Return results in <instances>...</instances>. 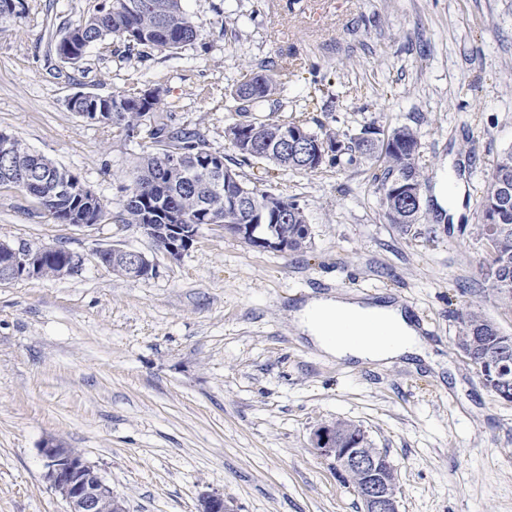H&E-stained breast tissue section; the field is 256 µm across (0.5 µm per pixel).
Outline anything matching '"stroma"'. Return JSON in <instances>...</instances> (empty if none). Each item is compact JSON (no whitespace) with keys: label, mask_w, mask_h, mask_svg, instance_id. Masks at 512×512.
<instances>
[{"label":"stroma","mask_w":512,"mask_h":512,"mask_svg":"<svg viewBox=\"0 0 512 512\" xmlns=\"http://www.w3.org/2000/svg\"><path fill=\"white\" fill-rule=\"evenodd\" d=\"M100 2L25 0L24 17L0 25V132L77 174L109 214L57 224L0 186V242L85 258L72 276L0 285V512H68L45 479L50 439L78 449L128 512H197L209 492L233 512H361L311 448L313 430L337 420L387 453L400 512H512V403L454 344L461 309L480 306L512 334V307L482 287L484 246L449 234L433 194L453 167L461 221L478 223L484 180L512 147V0H182L201 38L180 56L108 39L62 62L53 24ZM263 67L282 76L258 118L416 129L422 223L407 235L386 223L377 166L296 172L243 158L225 135L238 119L230 91ZM136 86L160 88L164 111L242 181L294 199L311 248L259 250L205 224L172 260L115 223L151 142L85 122L66 101ZM101 248L142 252L157 271L116 276ZM320 295L402 302L433 361L322 357L292 325Z\"/></svg>","instance_id":"35a3bbf8"}]
</instances>
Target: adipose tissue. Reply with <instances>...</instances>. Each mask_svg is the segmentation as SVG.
<instances>
[{"label":"adipose tissue","instance_id":"obj_1","mask_svg":"<svg viewBox=\"0 0 512 512\" xmlns=\"http://www.w3.org/2000/svg\"><path fill=\"white\" fill-rule=\"evenodd\" d=\"M300 334L324 357L380 366L405 356L425 357L428 346L401 303L321 295L293 312Z\"/></svg>","mask_w":512,"mask_h":512}]
</instances>
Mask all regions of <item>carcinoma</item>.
Returning a JSON list of instances; mask_svg holds the SVG:
<instances>
[{"label":"carcinoma","instance_id":"obj_1","mask_svg":"<svg viewBox=\"0 0 512 512\" xmlns=\"http://www.w3.org/2000/svg\"><path fill=\"white\" fill-rule=\"evenodd\" d=\"M23 0H0V23L23 16ZM55 44L57 56L66 63L80 62L88 48L109 37L132 48L161 49L177 56L196 43L199 31L184 12L181 0H104L97 10L84 17L69 19L60 28ZM278 82L269 69L251 71L233 91L239 102L242 120L229 125L225 135L245 158L265 159L277 167L295 171H313L325 161L339 165L381 164L376 177L380 204L387 223L402 235L411 233L421 223L423 207L408 202L395 193L401 183H423L416 162L419 140L416 131L401 125L384 132L368 125L358 131H315L302 124L281 123L251 116V110L270 99ZM162 104L158 88H135L112 95H101L92 101H80L72 112L97 110L109 115L102 125L132 132L146 129L155 150L142 156L127 187L121 210L114 216L119 224H160L164 214L173 210L183 217L182 223L195 226L219 216L224 230L233 234L240 224H252L254 211L263 212V223L275 224L288 240V251L305 252L312 245L310 225L303 209L294 200L267 190L250 187L236 173L224 182L223 189H211L209 181L199 174L193 186H184L186 175L208 165L224 163V155L213 152L201 135L187 127L175 126L168 117L156 116ZM301 135V144L286 145L283 131ZM30 174L29 180H7L10 186L35 199L57 224H73L74 213L82 206L76 198L51 193L43 169L46 157L40 156L12 136L0 140V170L4 165ZM247 196L248 205L237 206L235 200ZM479 223L450 224L451 233H467L484 243L486 256L480 265V276L494 294L512 305V148L501 152L495 168L485 181L479 203ZM73 261L61 249L48 254L42 262L43 277L64 276ZM456 345L460 346L475 368H480L491 354L512 357V335L503 333L478 306L467 307L459 314Z\"/></svg>","mask_w":512,"mask_h":512}]
</instances>
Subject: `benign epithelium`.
Here are the masks:
<instances>
[{
  "instance_id": "7a95c632",
  "label": "benign epithelium",
  "mask_w": 512,
  "mask_h": 512,
  "mask_svg": "<svg viewBox=\"0 0 512 512\" xmlns=\"http://www.w3.org/2000/svg\"><path fill=\"white\" fill-rule=\"evenodd\" d=\"M50 170L57 175V188L60 191L81 199L87 197L91 202L97 199L84 184L66 177L53 166ZM180 221L181 216L170 212L163 226L165 235L171 239L165 254L173 260L181 259L192 246V240L185 236ZM240 232L246 238L258 240L267 250L286 251L282 236L262 224H245ZM1 249L14 257V264L0 272V284L19 277L40 276L43 250L0 242ZM116 254L128 260V269L132 273L141 277L150 271L151 265L142 252L118 248L95 251L100 263ZM311 442L318 456L331 460L336 470L353 478L363 505L362 512H399L395 467L383 450L372 446L365 430L356 432L354 428L345 426L344 422L336 421L314 430ZM42 454L46 478L67 502L68 512H127L124 499L112 490L81 453L52 439L44 444ZM198 512L232 510L224 501V495L212 493L201 497Z\"/></svg>"
}]
</instances>
